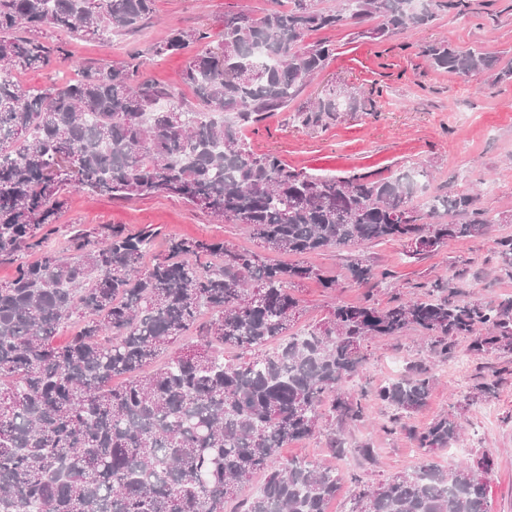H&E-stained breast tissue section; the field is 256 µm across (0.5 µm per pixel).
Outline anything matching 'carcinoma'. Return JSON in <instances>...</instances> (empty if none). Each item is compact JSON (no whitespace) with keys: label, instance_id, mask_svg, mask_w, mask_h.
<instances>
[{"label":"carcinoma","instance_id":"obj_1","mask_svg":"<svg viewBox=\"0 0 512 512\" xmlns=\"http://www.w3.org/2000/svg\"><path fill=\"white\" fill-rule=\"evenodd\" d=\"M279 0L259 15L224 13L222 39L204 28L173 29L157 56L195 50L182 82L196 102L141 76L135 55L82 64L64 84L23 86L20 68L51 64L63 30L92 40L133 32L152 20L155 0H0V262L15 263L0 283V512H327L336 469L284 460L289 443L320 432L325 398L342 420L364 417L343 391L365 358L361 342L416 328L443 354L461 336L475 352H512V295L465 301L441 278L422 296L379 308L338 302L322 325L291 332L300 300L292 285L336 279L306 258L327 249L403 242L436 250L484 236L497 219L469 193H437L414 203L428 171L393 177L311 174L277 155L255 152L244 135L282 112L335 56L307 42L323 29L370 19L368 34L389 38L428 26L467 0ZM427 63L460 77L512 79L488 52L426 45ZM357 110L332 90L297 109L303 127ZM113 199L177 197L217 223L243 224L278 264L219 240L170 237L146 262L159 232L114 226L102 238L76 229L46 247L68 207L70 188ZM458 216L444 220L448 214ZM499 271L512 279V238L498 242ZM349 280L391 277L354 258ZM75 325L71 336L59 331ZM195 340L156 360L189 331ZM123 378L119 384L113 383ZM427 368L393 380L376 397L398 414L427 403ZM461 425L441 415L409 434L424 450L445 449ZM491 462H434L375 488H362L354 512H489ZM264 475L260 492L239 496Z\"/></svg>","mask_w":512,"mask_h":512}]
</instances>
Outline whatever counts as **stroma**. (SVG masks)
Returning a JSON list of instances; mask_svg holds the SVG:
<instances>
[{
    "label": "stroma",
    "mask_w": 512,
    "mask_h": 512,
    "mask_svg": "<svg viewBox=\"0 0 512 512\" xmlns=\"http://www.w3.org/2000/svg\"><path fill=\"white\" fill-rule=\"evenodd\" d=\"M470 3L467 15L442 12L428 27L384 42L362 36L357 26L313 33L312 41L332 43L336 55L305 88L301 102L317 100L325 90L336 87L355 95L362 111L340 113L336 120L314 128L293 123L289 113L275 112L246 130L255 152L276 153L290 167L310 173L365 174L377 179L389 177L409 163H420L430 173L431 190L475 194L479 207L506 216L483 237L417 256L397 242L366 243L352 252L329 249L312 256L313 264L335 275L338 287L328 290L312 280L298 285L301 310L295 332L323 322L336 302L356 304L370 297L383 307L395 299L421 296L420 282L436 277L448 281L470 301L490 303L512 295V280L496 273L498 242L512 236V84L492 83L486 74L465 80L433 69L421 55L422 46L445 39L462 49L489 52L499 57L501 64L512 63V0ZM267 5V0H156L157 17L142 32L113 36L108 44L57 35L69 61L23 70L17 78L29 86L72 79L77 74L76 63L119 61L135 49L147 78L189 99L193 93L182 82L185 55L157 58L151 52L152 44L164 39L171 29L202 25L213 38H220L225 12H256ZM76 224L103 232L116 224L130 229L152 226L163 233L154 242L158 250L167 235L221 239L254 251L260 248L241 225L215 223L200 208L178 198L116 201L74 189L59 226L60 236ZM354 256L391 270L392 278L376 287L350 283L347 265ZM361 351L366 364L346 388L365 392V420L353 424L325 414L320 434L290 443L281 451L282 458L320 462L342 474L341 488L328 512H351L359 486H378L426 462L449 464L447 450L427 452L417 448L407 434L383 431L393 410L376 399L375 389L391 379L389 361L393 358L401 359L406 367L424 363L435 379L428 404L410 415L408 425L422 428L440 415L458 412L464 426L457 442L462 461L475 465L482 458L490 459V512H512V353L476 355L469 339L461 338L443 358L430 351L417 330L366 340ZM495 371L501 377L495 395L473 397L474 386ZM330 434L349 442L351 452L334 456L326 446ZM367 442L373 448L368 458L358 451Z\"/></svg>",
    "instance_id": "35a3bbf8"
}]
</instances>
